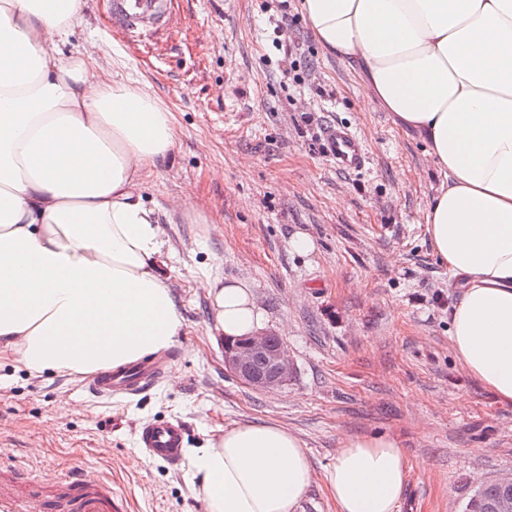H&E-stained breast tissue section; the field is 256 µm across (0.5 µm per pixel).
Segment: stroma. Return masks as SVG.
<instances>
[{"mask_svg": "<svg viewBox=\"0 0 512 512\" xmlns=\"http://www.w3.org/2000/svg\"><path fill=\"white\" fill-rule=\"evenodd\" d=\"M282 48H275V41ZM64 52L86 50L115 77L150 84L172 112L169 156L142 191L165 232L162 273L186 328L162 381L109 404L86 378L29 374L0 353V465L100 472L124 512H204L191 478L145 458L144 423L178 419L185 451L236 422L274 420L303 439L315 467L297 512H336L323 470L347 436L389 435L410 466L398 512H462L512 470V407L471 377L449 340L460 290L427 231L448 175L419 134L366 96L363 73L324 53L291 0H172L162 34L114 31L107 0H85ZM349 128L367 164L339 170L323 131ZM190 201L208 221L191 223ZM316 251L289 252L295 233ZM247 283L295 373L258 391L224 370L201 283Z\"/></svg>", "mask_w": 512, "mask_h": 512, "instance_id": "obj_1", "label": "stroma"}]
</instances>
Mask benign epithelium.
<instances>
[{"mask_svg": "<svg viewBox=\"0 0 512 512\" xmlns=\"http://www.w3.org/2000/svg\"><path fill=\"white\" fill-rule=\"evenodd\" d=\"M223 346L225 370L254 389L275 390L294 373L286 342L271 332L226 339Z\"/></svg>", "mask_w": 512, "mask_h": 512, "instance_id": "benign-epithelium-1", "label": "benign epithelium"}]
</instances>
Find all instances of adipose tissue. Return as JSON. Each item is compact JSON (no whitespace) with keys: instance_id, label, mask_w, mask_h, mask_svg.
Here are the masks:
<instances>
[{"instance_id":"ef3b65f1","label":"adipose tissue","mask_w":512,"mask_h":512,"mask_svg":"<svg viewBox=\"0 0 512 512\" xmlns=\"http://www.w3.org/2000/svg\"><path fill=\"white\" fill-rule=\"evenodd\" d=\"M82 0H0V349L29 373L90 375L171 348L185 328L159 270L163 231L142 200L173 150L148 83L96 73L62 44ZM324 52L359 67L370 101L418 132L448 187L427 214L461 281L459 363L512 406V0H302ZM213 328L262 330L249 285L207 280ZM204 512H296L314 476L275 421L196 449ZM409 466L396 438L348 436L323 472L336 512H397Z\"/></svg>"}]
</instances>
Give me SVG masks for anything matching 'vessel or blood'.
<instances>
[{"instance_id":"b4317fda","label":"vessel or blood","mask_w":512,"mask_h":512,"mask_svg":"<svg viewBox=\"0 0 512 512\" xmlns=\"http://www.w3.org/2000/svg\"><path fill=\"white\" fill-rule=\"evenodd\" d=\"M171 19V0H110V21L114 28L132 37L145 38L165 30ZM329 153L338 169L355 171L365 163L359 139L341 126L325 131ZM163 374L161 363L140 360L101 371L88 391L112 400L132 396L157 383ZM185 428L176 420H155L143 425L137 442L143 454L177 466L182 461ZM0 512H122L112 485L86 472L59 475L33 472L15 466L0 467Z\"/></svg>"}]
</instances>
